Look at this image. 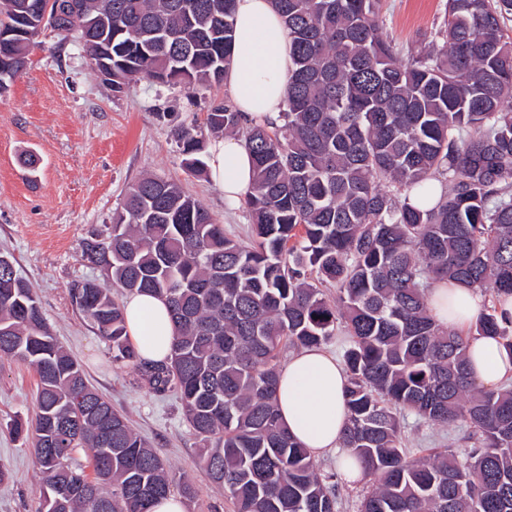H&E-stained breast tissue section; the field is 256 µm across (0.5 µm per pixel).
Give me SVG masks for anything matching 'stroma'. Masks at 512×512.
Masks as SVG:
<instances>
[{"label":"stroma","mask_w":512,"mask_h":512,"mask_svg":"<svg viewBox=\"0 0 512 512\" xmlns=\"http://www.w3.org/2000/svg\"><path fill=\"white\" fill-rule=\"evenodd\" d=\"M446 0H382L384 32L400 52L431 46L444 20ZM224 85L158 87L147 80L113 92L86 64L78 46L44 29L26 67L0 95V253L33 288L47 326L81 365L88 384L126 417L166 463L175 482H190L186 512H233L222 487L212 482L176 395L159 397L133 369L113 361L112 349L72 304L76 280H103L82 257L83 239L105 230L128 188L154 174L198 199L227 236L245 239L251 221L243 205L225 203L208 176L186 169L174 131L203 125L212 103L227 100ZM38 377L33 367L0 355V512H39L41 488L32 445L6 425L35 418ZM413 456L435 448H472L465 426L443 429L415 416L405 421ZM332 476L338 512H358L366 482L346 483L339 457H316Z\"/></svg>","instance_id":"obj_1"}]
</instances>
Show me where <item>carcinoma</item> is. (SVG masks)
Returning a JSON list of instances; mask_svg holds the SVG:
<instances>
[{"label": "carcinoma", "mask_w": 512, "mask_h": 512, "mask_svg": "<svg viewBox=\"0 0 512 512\" xmlns=\"http://www.w3.org/2000/svg\"><path fill=\"white\" fill-rule=\"evenodd\" d=\"M57 0H0V28L54 13ZM56 22L95 71L122 91L220 82L233 58L236 0H73ZM292 69L275 125L215 102L205 128L239 131L254 160L244 200L252 238L224 225L179 185L133 183L113 224L82 243L112 283L74 281L80 309L157 396L178 394L211 479L234 512H336L335 489L281 424L282 345L319 347L345 324L348 420L340 447L372 489L358 512H512V384L477 391L467 340L430 313L429 292L454 281L512 295V0H447L443 45L402 61L384 39L381 0H274ZM30 46L5 49L26 65ZM185 166L204 171L198 130L176 131ZM442 176L432 207L411 202ZM336 284V302L320 288ZM120 288L163 298L170 356L131 344ZM474 331L512 354L495 308ZM0 355L33 366L32 439L42 512H150L170 494L163 461L86 382L50 333L31 286L0 259ZM414 415L470 429L478 447L416 458L403 441ZM91 450L94 478L73 464Z\"/></svg>", "instance_id": "obj_1"}]
</instances>
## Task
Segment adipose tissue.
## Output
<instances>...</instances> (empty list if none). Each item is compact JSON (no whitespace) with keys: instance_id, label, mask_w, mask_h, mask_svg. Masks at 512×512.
I'll return each instance as SVG.
<instances>
[{"instance_id":"adipose-tissue-1","label":"adipose tissue","mask_w":512,"mask_h":512,"mask_svg":"<svg viewBox=\"0 0 512 512\" xmlns=\"http://www.w3.org/2000/svg\"><path fill=\"white\" fill-rule=\"evenodd\" d=\"M234 55L224 75L234 108L246 119L279 123L292 67L283 20L272 0H236ZM211 182L225 201L235 204L253 188L252 159L235 137L216 139L209 148ZM430 308L445 327L457 330L473 323L482 311L478 290L455 282L430 291ZM128 334L138 355L160 361L169 354L173 326L164 300L136 293L124 304ZM470 376L484 388L512 381V357L500 339L471 337L467 345ZM348 375L335 356L321 348L294 352L279 373L277 401L290 434L313 453L338 449L347 421Z\"/></svg>"}]
</instances>
